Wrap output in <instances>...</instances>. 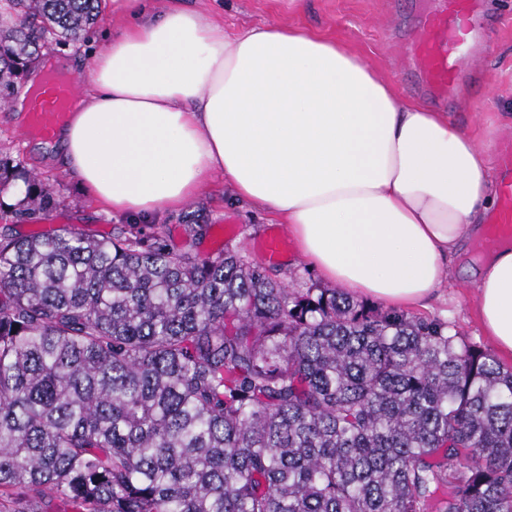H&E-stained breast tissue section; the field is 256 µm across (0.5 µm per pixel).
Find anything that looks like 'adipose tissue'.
Here are the masks:
<instances>
[{
    "mask_svg": "<svg viewBox=\"0 0 512 512\" xmlns=\"http://www.w3.org/2000/svg\"><path fill=\"white\" fill-rule=\"evenodd\" d=\"M122 2L131 24L55 134L87 194L150 221L222 172L324 279L396 309L427 300L481 239L497 182L474 135L347 46L289 22L228 36L193 10ZM477 263L481 329L512 358V243Z\"/></svg>",
    "mask_w": 512,
    "mask_h": 512,
    "instance_id": "obj_1",
    "label": "adipose tissue"
}]
</instances>
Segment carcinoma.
Returning <instances> with one entry per match:
<instances>
[{"label": "carcinoma", "instance_id": "1", "mask_svg": "<svg viewBox=\"0 0 512 512\" xmlns=\"http://www.w3.org/2000/svg\"><path fill=\"white\" fill-rule=\"evenodd\" d=\"M104 0H0V108ZM15 224L63 199L0 150ZM161 227H0V512H512V368Z\"/></svg>", "mask_w": 512, "mask_h": 512}]
</instances>
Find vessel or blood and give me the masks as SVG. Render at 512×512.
I'll return each mask as SVG.
<instances>
[{
	"instance_id": "vessel-or-blood-1",
	"label": "vessel or blood",
	"mask_w": 512,
	"mask_h": 512,
	"mask_svg": "<svg viewBox=\"0 0 512 512\" xmlns=\"http://www.w3.org/2000/svg\"><path fill=\"white\" fill-rule=\"evenodd\" d=\"M424 21L416 25L406 38L416 71L424 83L437 92H447L461 74L474 42L486 28L487 18L478 0H435ZM75 82L51 86L30 107V129L45 138H52L67 115L68 103L75 91ZM499 162L503 178L499 187L501 206L493 217L494 230L512 233V144L500 149ZM265 260L275 262L285 251V242L275 233L256 243Z\"/></svg>"
}]
</instances>
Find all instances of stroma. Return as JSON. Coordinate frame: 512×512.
I'll use <instances>...</instances> for the list:
<instances>
[{"label": "stroma", "instance_id": "obj_1", "mask_svg": "<svg viewBox=\"0 0 512 512\" xmlns=\"http://www.w3.org/2000/svg\"><path fill=\"white\" fill-rule=\"evenodd\" d=\"M432 0H184L187 9L199 11L232 35L250 27L276 21H292L303 29L346 44L396 91L431 109L447 113L461 127L481 138L489 156H496L502 143L512 141V0H484L489 25L486 41L467 64L466 76L438 101L420 83L414 67L401 62L397 41L431 8ZM129 24L120 4L104 11L89 41L80 47L54 48V61H64L80 82L90 78L93 53ZM28 115L13 108L0 109V148L21 154L28 167L42 175L64 197V203L41 228L68 226L97 237H109L126 225L127 217L95 202L60 165L52 147H44L28 132ZM211 225L199 245L201 255L214 257L224 248L252 256L251 241L265 237L277 220L249 201L237 198L222 173H214L197 194L181 208L162 212L156 226L164 228L171 243L183 246L189 220ZM228 226L238 227L235 236L225 235ZM273 278L291 288L302 283L323 285L322 276L311 268L296 248H289L279 262L270 264ZM475 278L471 255L463 253L450 266L446 280L426 306L412 309V316L447 322L465 340L489 349L475 314Z\"/></svg>", "mask_w": 512, "mask_h": 512}]
</instances>
